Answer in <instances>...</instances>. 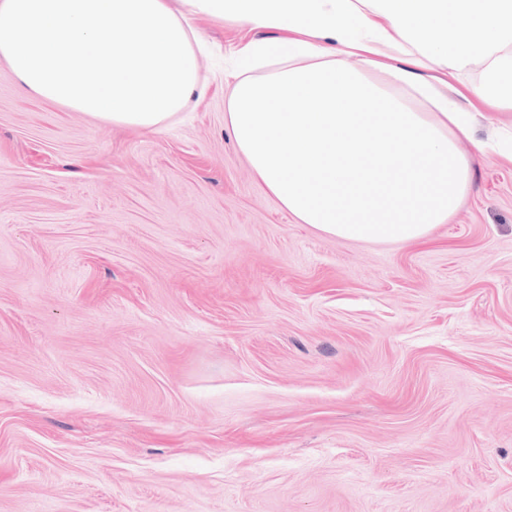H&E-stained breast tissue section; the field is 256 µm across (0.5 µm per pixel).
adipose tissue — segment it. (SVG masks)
Returning a JSON list of instances; mask_svg holds the SVG:
<instances>
[{"mask_svg":"<svg viewBox=\"0 0 512 512\" xmlns=\"http://www.w3.org/2000/svg\"><path fill=\"white\" fill-rule=\"evenodd\" d=\"M192 16L265 30L224 121L258 189L330 236L424 241L470 182L466 103L512 112V0H0V60L27 93L153 130L204 93Z\"/></svg>","mask_w":512,"mask_h":512,"instance_id":"adipose-tissue-1","label":"adipose tissue"}]
</instances>
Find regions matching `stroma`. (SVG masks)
Returning <instances> with one entry per match:
<instances>
[{
    "label": "stroma",
    "instance_id": "35a3bbf8",
    "mask_svg": "<svg viewBox=\"0 0 512 512\" xmlns=\"http://www.w3.org/2000/svg\"><path fill=\"white\" fill-rule=\"evenodd\" d=\"M156 130L0 61V512H512V160L428 243L297 223L224 124Z\"/></svg>",
    "mask_w": 512,
    "mask_h": 512
}]
</instances>
